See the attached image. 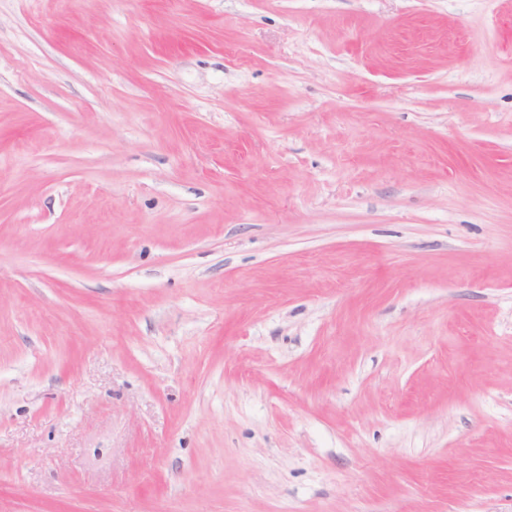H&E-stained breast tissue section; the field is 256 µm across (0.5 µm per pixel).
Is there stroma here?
Wrapping results in <instances>:
<instances>
[{
	"label": "stroma",
	"instance_id": "stroma-1",
	"mask_svg": "<svg viewBox=\"0 0 512 512\" xmlns=\"http://www.w3.org/2000/svg\"><path fill=\"white\" fill-rule=\"evenodd\" d=\"M0 512H512V0H0Z\"/></svg>",
	"mask_w": 512,
	"mask_h": 512
}]
</instances>
